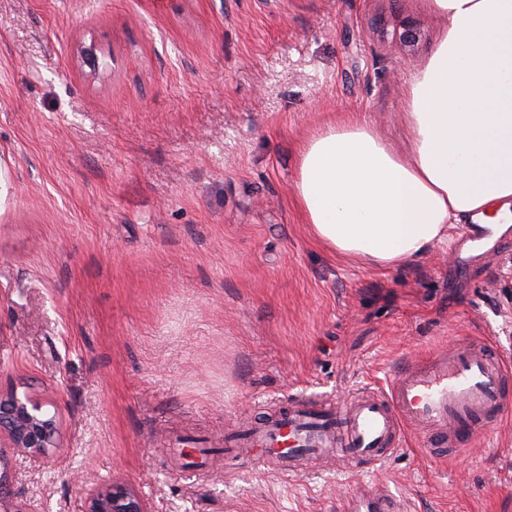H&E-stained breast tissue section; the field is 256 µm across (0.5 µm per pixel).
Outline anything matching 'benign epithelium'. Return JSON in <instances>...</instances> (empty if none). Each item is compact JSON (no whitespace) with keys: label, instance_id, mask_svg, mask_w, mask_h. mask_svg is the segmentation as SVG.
Returning <instances> with one entry per match:
<instances>
[{"label":"benign epithelium","instance_id":"benign-epithelium-1","mask_svg":"<svg viewBox=\"0 0 512 512\" xmlns=\"http://www.w3.org/2000/svg\"><path fill=\"white\" fill-rule=\"evenodd\" d=\"M46 406V402L15 389L0 392V506L10 493L6 456L21 455L36 462L60 448L56 417ZM84 503V512H150L139 492L121 482L87 490Z\"/></svg>","mask_w":512,"mask_h":512}]
</instances>
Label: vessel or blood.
Instances as JSON below:
<instances>
[{
  "instance_id": "obj_1",
  "label": "vessel or blood",
  "mask_w": 512,
  "mask_h": 512,
  "mask_svg": "<svg viewBox=\"0 0 512 512\" xmlns=\"http://www.w3.org/2000/svg\"><path fill=\"white\" fill-rule=\"evenodd\" d=\"M511 399L512 367L487 342L464 340L396 371L386 390L359 394L335 410L296 395L264 427L225 441L224 456L248 467L273 463L286 476L315 458L368 468L405 447L411 426L429 451L461 453L501 422Z\"/></svg>"
}]
</instances>
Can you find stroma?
<instances>
[{"label":"stroma","instance_id":"35a3bbf8","mask_svg":"<svg viewBox=\"0 0 512 512\" xmlns=\"http://www.w3.org/2000/svg\"><path fill=\"white\" fill-rule=\"evenodd\" d=\"M443 28L427 0H0V389L49 402L63 447L12 461L21 503L83 512L119 481L153 512H337L382 482L408 512H512V406L452 459L413 432L292 479L219 453L302 391L333 406L467 338L512 358V230L377 268L294 199L341 117L409 153L410 74Z\"/></svg>","mask_w":512,"mask_h":512}]
</instances>
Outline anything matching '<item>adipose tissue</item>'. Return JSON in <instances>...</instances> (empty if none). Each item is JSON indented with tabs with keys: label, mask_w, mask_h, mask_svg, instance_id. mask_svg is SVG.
<instances>
[{
	"label": "adipose tissue",
	"mask_w": 512,
	"mask_h": 512,
	"mask_svg": "<svg viewBox=\"0 0 512 512\" xmlns=\"http://www.w3.org/2000/svg\"><path fill=\"white\" fill-rule=\"evenodd\" d=\"M429 4L445 32L409 83V155L350 117L308 138L297 164L314 238L377 267L427 254L453 224L512 225V0Z\"/></svg>",
	"instance_id": "adipose-tissue-1"
}]
</instances>
